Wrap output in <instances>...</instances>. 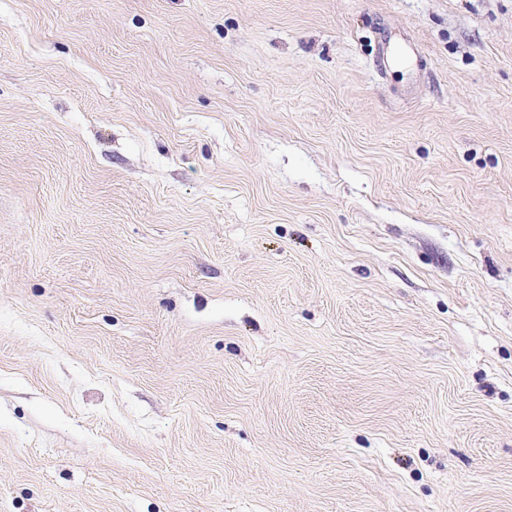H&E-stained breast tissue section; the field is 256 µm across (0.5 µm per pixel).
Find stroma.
I'll use <instances>...</instances> for the list:
<instances>
[{"mask_svg": "<svg viewBox=\"0 0 512 512\" xmlns=\"http://www.w3.org/2000/svg\"><path fill=\"white\" fill-rule=\"evenodd\" d=\"M0 512H512V0H0Z\"/></svg>", "mask_w": 512, "mask_h": 512, "instance_id": "stroma-1", "label": "stroma"}]
</instances>
